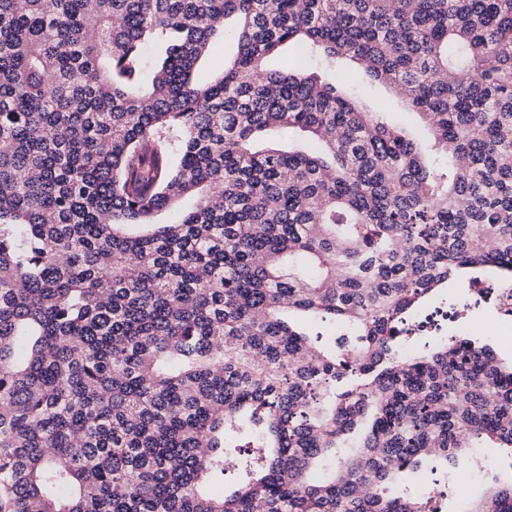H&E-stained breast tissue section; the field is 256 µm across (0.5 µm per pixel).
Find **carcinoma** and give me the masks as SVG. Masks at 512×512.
<instances>
[{
    "mask_svg": "<svg viewBox=\"0 0 512 512\" xmlns=\"http://www.w3.org/2000/svg\"><path fill=\"white\" fill-rule=\"evenodd\" d=\"M509 273L512 0H0V512H512V361L414 328ZM344 68L340 72L339 78L345 83L358 85L362 89L364 103L369 109L378 105L385 106L388 112H393L390 114V119L394 124L410 132L423 134L424 123L421 117L415 113L417 111L407 105L395 90L386 85L371 83L364 76L362 70L352 64H346Z\"/></svg>",
    "mask_w": 512,
    "mask_h": 512,
    "instance_id": "carcinoma-1",
    "label": "carcinoma"
}]
</instances>
